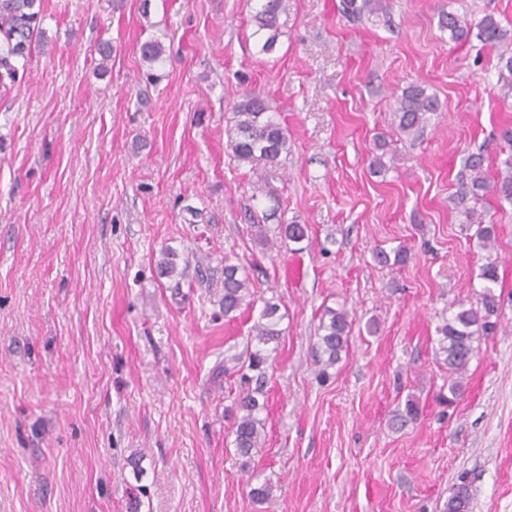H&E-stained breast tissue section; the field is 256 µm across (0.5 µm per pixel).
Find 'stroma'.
Listing matches in <instances>:
<instances>
[{
	"label": "stroma",
	"mask_w": 512,
	"mask_h": 512,
	"mask_svg": "<svg viewBox=\"0 0 512 512\" xmlns=\"http://www.w3.org/2000/svg\"><path fill=\"white\" fill-rule=\"evenodd\" d=\"M254 7L41 0L40 44L0 92V512H443L463 473L473 512H512V204L477 201L497 226L487 251L450 203L470 153L489 181L505 176L512 98L498 95V49L439 25L490 13L512 31V0H383L360 21L341 0H288L270 54ZM150 39L166 50L154 67L139 53ZM412 82L442 108L409 140L393 108ZM248 91L288 130L272 169L227 144ZM268 186L267 233L308 225L301 245L257 239L247 217L268 209ZM379 247L408 259L380 264ZM168 249L174 277L159 269ZM490 261L500 327L445 409L436 327L475 300ZM228 262L253 281L232 320ZM268 300L282 335L247 473L218 368ZM328 308L353 324L323 379L312 347ZM409 399L419 419L393 427ZM254 474L266 501L248 494Z\"/></svg>",
	"instance_id": "obj_1"
}]
</instances>
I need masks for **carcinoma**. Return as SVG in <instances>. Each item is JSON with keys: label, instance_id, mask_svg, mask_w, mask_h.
Listing matches in <instances>:
<instances>
[{"label": "carcinoma", "instance_id": "cac0c4a2", "mask_svg": "<svg viewBox=\"0 0 512 512\" xmlns=\"http://www.w3.org/2000/svg\"><path fill=\"white\" fill-rule=\"evenodd\" d=\"M37 0H0V88L15 85L19 67L26 66L32 51L35 28L40 22L41 11L35 9ZM288 0H257L252 20L256 27L254 34L262 40L261 52H271L279 37L280 14L286 11ZM381 0H342L343 13L352 20H360L379 10ZM440 27L447 30L455 42H466L471 35L490 46L512 45V34L504 29L491 14H486L476 24L467 18L448 12L441 15ZM141 57L149 65L163 62L164 47L157 40H148L140 45ZM499 73L501 98L512 97V54H500ZM441 109L439 99L427 93L426 88L412 82L402 90L395 100L394 117L399 134L417 137L428 120V115ZM234 124L228 129V146L233 156L242 163L263 160L269 165L278 163L282 153L288 151V129L274 117L278 107L270 99L256 93H246L234 103ZM504 142L501 153L506 155L502 165L509 174L492 184L486 177V159L481 153L469 154L458 173V190L451 203L466 219L476 225V239L485 250H492L497 243L496 225L487 224L480 213L469 206L473 198L493 192L501 201L512 204V128L501 131ZM308 237V226L296 222L278 225L279 243L298 244ZM482 291L475 301L453 304L456 311L451 317H442L436 327L435 357L438 363L448 368L450 379L448 393H439V402L451 407L462 390V383L474 358L481 337L492 332L499 317L500 299L495 292L498 283L497 266L488 262L481 267ZM253 292L250 280L241 273L236 264L224 262V294L221 304L224 317L233 319L242 306L251 302ZM280 308L270 301L265 303L259 320L251 328V340L256 342L255 350L243 354L224 355L222 373L227 379L238 378L235 389L228 390L232 398L230 408L234 416L233 435L237 456L242 465H247L257 451L263 447L264 424L258 412L264 408L259 398L265 397L267 386V362L272 343L282 335L279 323ZM352 319L344 309L328 308L321 316L317 342L313 347V358L319 367L320 376L340 361L347 352ZM418 405L409 399L404 410L396 415L397 424L405 426L418 420ZM443 512H472L471 483L461 476L449 489Z\"/></svg>", "mask_w": 512, "mask_h": 512}]
</instances>
